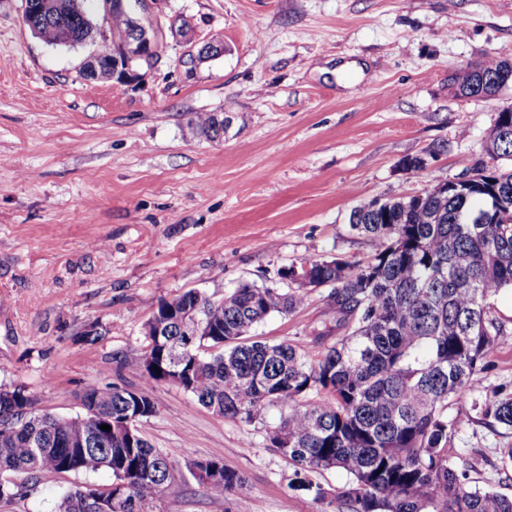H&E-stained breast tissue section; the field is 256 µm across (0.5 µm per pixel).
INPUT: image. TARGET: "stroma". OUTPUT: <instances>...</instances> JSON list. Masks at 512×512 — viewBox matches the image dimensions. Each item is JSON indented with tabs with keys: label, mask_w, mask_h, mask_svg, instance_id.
Wrapping results in <instances>:
<instances>
[{
	"label": "stroma",
	"mask_w": 512,
	"mask_h": 512,
	"mask_svg": "<svg viewBox=\"0 0 512 512\" xmlns=\"http://www.w3.org/2000/svg\"><path fill=\"white\" fill-rule=\"evenodd\" d=\"M147 17L157 58L119 85L82 78L97 44H48L22 0H0V387L66 417L82 414L89 387L147 388L157 413L140 428L175 464L155 512H235L189 470L212 457L244 476L250 512H331L292 489L294 467L269 442L283 406L247 422L177 386H144L145 324L189 290L220 298L307 258L367 261L375 244L351 230L354 207L485 161L512 85L483 100L448 76L512 61V0H157ZM184 22L193 43L171 33ZM215 37L223 55L193 59ZM200 112L224 114L222 139L194 131ZM411 157L424 167L404 170ZM324 294L305 289L253 338L316 356ZM486 362L476 397L491 402L512 390V335ZM455 445L473 486L512 496L499 454L512 434L473 422ZM6 478L23 493L0 512H54L73 485L112 482L106 471Z\"/></svg>",
	"instance_id": "1"
}]
</instances>
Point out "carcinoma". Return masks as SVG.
Returning a JSON list of instances; mask_svg holds the SVG:
<instances>
[{"label":"carcinoma","mask_w":512,"mask_h":512,"mask_svg":"<svg viewBox=\"0 0 512 512\" xmlns=\"http://www.w3.org/2000/svg\"><path fill=\"white\" fill-rule=\"evenodd\" d=\"M66 12L29 16L38 37L75 46L94 37L89 12L66 0ZM509 61L489 56L460 66L450 84L465 96L490 98ZM192 125L217 138L215 114L197 113ZM494 188L512 200V129L494 124L488 134ZM373 199L355 207L351 229L376 246L365 262L308 258L257 286L241 283L214 300L197 291L161 299L153 318L161 335L149 337L150 357H139L145 384L167 383L191 393L221 417L251 421L268 405L288 406L269 432L271 445L295 466V488L326 500L313 472L341 468L352 483L333 501L345 512H512V498L471 486L473 466L455 447L459 429L473 421L512 433V394L483 405L479 417H448V407L477 392L487 355L506 336L492 315L491 299L512 291V223H496L495 196L480 190L448 196L438 183L394 201L389 212ZM487 217V223L475 220ZM311 288H326L330 324L314 330L323 344L314 358L291 341L252 340L253 328L274 313L302 302L295 272ZM193 313L204 334L185 349L183 317ZM311 393L320 399L310 401ZM31 398L22 387L0 389V472L36 475L111 473L101 491L75 485L57 512H153L172 460L142 435L123 432L130 415L147 419L154 401L144 389L105 385L83 395L84 414L37 427L22 422ZM107 424L110 430L100 426ZM224 481L199 480L214 497L237 496L236 512H248L239 495L245 479L223 467Z\"/></svg>","instance_id":"carcinoma-1"}]
</instances>
